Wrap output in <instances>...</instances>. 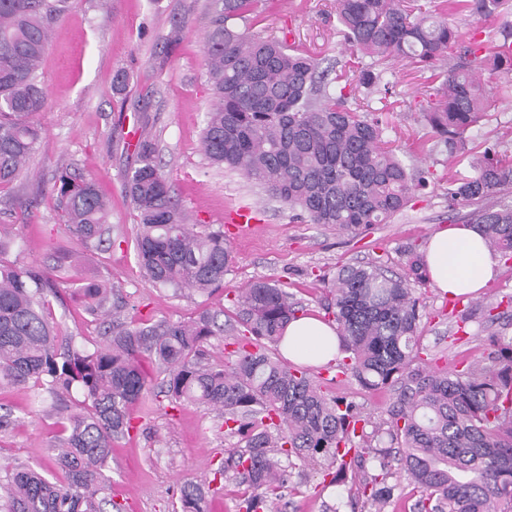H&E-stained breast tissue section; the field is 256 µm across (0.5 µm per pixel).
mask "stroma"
Here are the masks:
<instances>
[{
  "instance_id": "1",
  "label": "stroma",
  "mask_w": 512,
  "mask_h": 512,
  "mask_svg": "<svg viewBox=\"0 0 512 512\" xmlns=\"http://www.w3.org/2000/svg\"><path fill=\"white\" fill-rule=\"evenodd\" d=\"M334 0H260L252 15L254 31L287 41L318 58L348 61L349 52L336 29ZM213 0H72L53 27L41 69L49 107L39 113L42 134L26 171L10 188L0 190V233L12 239L5 260L44 270L57 289L50 306L56 320L78 345L93 348L101 340L97 322L74 291L81 276L108 283L122 300L127 321L150 317L188 321L203 310L219 312L223 334L206 344L211 363L224 361V340L232 336L235 289L265 278L280 281L305 314L325 317L324 278L338 267L380 257L400 270V250L423 249L431 234L465 224L471 208H448V175L471 174L468 162L449 159L441 149H421L431 135L423 114L428 108L426 78L403 62L387 63L386 77L395 93L383 107L384 138L406 163L430 169V185L388 223L356 238L308 224L269 198L243 176L209 164L201 147L204 114L213 100L203 66ZM186 25L177 41L169 35L174 18ZM126 72L125 97L112 91V77ZM151 135L172 194L200 232L224 226V212L252 207L259 229L231 240L234 264L223 291L210 296L179 295L156 287L141 275L135 238L138 212L125 196L124 184L135 157L126 137L129 128ZM499 142L512 152V96L496 100L488 121L471 134L473 145ZM67 172L94 179L112 201L110 222L120 235L105 250L74 241L49 190ZM512 296V263L500 264L495 280L480 295L465 298L471 315L467 333H459L448 298L435 288L424 290L423 343L434 367H455L484 356L487 345L483 312ZM312 378L336 396L354 401L375 424L387 418L388 391L362 388L335 370L310 367ZM50 396L31 386L0 387V411L12 423L0 433V470L17 465L53 473V459L65 436L62 420L50 409ZM133 427L115 442L109 461L107 499L123 512H173L179 488L193 482L208 486L207 512H238L247 491L234 475H219L225 457L238 447L223 421L206 407L171 403L158 389L132 409ZM284 501L266 512H376L371 501H351L348 487L322 484L319 467L292 476Z\"/></svg>"
}]
</instances>
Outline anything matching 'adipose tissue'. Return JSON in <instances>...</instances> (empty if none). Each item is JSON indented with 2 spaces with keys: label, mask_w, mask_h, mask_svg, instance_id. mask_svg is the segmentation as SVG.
Masks as SVG:
<instances>
[{
  "label": "adipose tissue",
  "mask_w": 512,
  "mask_h": 512,
  "mask_svg": "<svg viewBox=\"0 0 512 512\" xmlns=\"http://www.w3.org/2000/svg\"><path fill=\"white\" fill-rule=\"evenodd\" d=\"M424 258L432 287L451 297L479 294L495 279L499 264L473 225L436 231L424 248ZM282 349L291 362L321 366L338 355V333L333 324L303 316L288 324Z\"/></svg>",
  "instance_id": "obj_1"
}]
</instances>
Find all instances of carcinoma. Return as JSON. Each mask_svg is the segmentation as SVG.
Here are the masks:
<instances>
[{
    "label": "carcinoma",
    "mask_w": 512,
    "mask_h": 512,
    "mask_svg": "<svg viewBox=\"0 0 512 512\" xmlns=\"http://www.w3.org/2000/svg\"><path fill=\"white\" fill-rule=\"evenodd\" d=\"M256 0H216L204 47L205 74L215 103L206 112L202 149L210 164L241 173L309 224L353 237L385 224L429 183L428 169L410 168L383 139V122L357 98L347 72L320 67L304 50L248 25ZM69 0H0V188L13 184L41 136L33 117L48 107L38 81L52 24ZM455 11L485 18L509 13V0H449ZM345 43L370 59L358 85L384 101L393 84L384 61L422 70L455 50L456 62L433 74L439 85L424 113L448 156L466 151L469 134L489 117L490 92L476 77L492 59L512 69V23L490 48L458 40L446 15L420 0H336ZM240 20L244 29L234 27ZM136 164L126 193L138 211L136 256L142 276L174 292L210 294L224 287L233 256L224 232H195L171 194L153 140L134 145ZM476 175L448 176V209L512 191V155L494 143L474 165ZM51 194L82 246L112 242L111 208L91 178L60 173ZM491 250L512 259V205L473 213ZM404 274L378 262L343 265L328 283L326 310L341 338L336 368L365 389L388 388L385 427L371 426L358 405L332 397L308 369L275 356L299 309L283 285L257 280L233 299L242 335L224 363L203 356L208 338L224 332L218 315L190 322L166 318L131 324L120 318L112 290L81 281L77 292L103 326L94 351L71 347L49 307L50 281L23 263L0 260V384L33 386L55 401L66 437L54 458L64 481L30 467L0 479L4 512H104L99 497L112 441L132 429L130 408L152 379L139 356L155 359L161 392L174 402L206 406L240 437L242 450L219 469L233 471L249 494L240 512H263L283 497L296 463L324 461L322 478L337 484L348 470L366 469L357 494L384 509L394 495L392 467L419 491L412 512H512V336L490 332L491 351L461 370L429 366L421 342L422 300L429 284L423 253L406 246ZM78 391L81 412L70 414ZM354 451L345 459L341 448ZM174 512H204L205 492L179 488Z\"/></svg>",
    "instance_id": "carcinoma-1"
}]
</instances>
